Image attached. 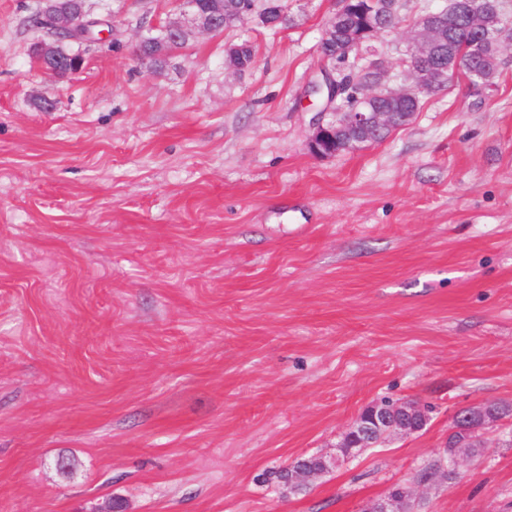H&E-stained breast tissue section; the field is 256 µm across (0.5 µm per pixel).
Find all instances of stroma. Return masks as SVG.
I'll return each instance as SVG.
<instances>
[{
	"label": "stroma",
	"instance_id": "1",
	"mask_svg": "<svg viewBox=\"0 0 512 512\" xmlns=\"http://www.w3.org/2000/svg\"><path fill=\"white\" fill-rule=\"evenodd\" d=\"M400 3L372 42L393 67L446 0ZM88 4L111 39L53 76L42 0H0V512H359L398 485L415 512H512L508 434L417 479L458 410L512 406V46L482 97L455 77L318 158L305 92L334 0L159 69L134 47L177 0ZM244 39L254 66L226 69ZM381 400L427 425L279 487ZM320 473L319 469H305L295 463L284 471L281 479L289 492H296L305 488L309 481Z\"/></svg>",
	"mask_w": 512,
	"mask_h": 512
}]
</instances>
